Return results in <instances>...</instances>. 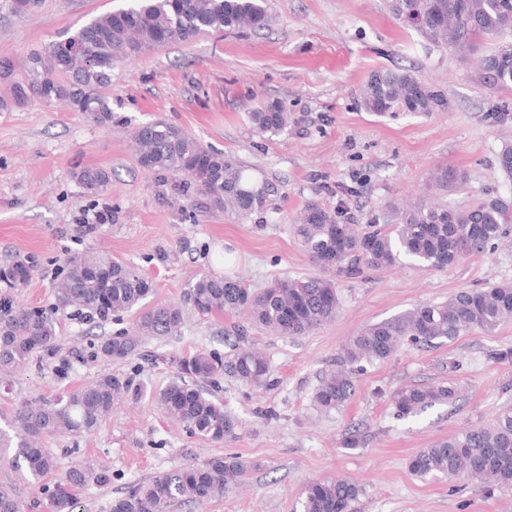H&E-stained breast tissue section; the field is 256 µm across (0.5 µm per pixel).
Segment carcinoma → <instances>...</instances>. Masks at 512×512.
<instances>
[{
	"instance_id": "obj_1",
	"label": "carcinoma",
	"mask_w": 512,
	"mask_h": 512,
	"mask_svg": "<svg viewBox=\"0 0 512 512\" xmlns=\"http://www.w3.org/2000/svg\"><path fill=\"white\" fill-rule=\"evenodd\" d=\"M392 13L411 23L434 45L448 49H475L484 41L512 32V0H390ZM265 0H127L123 7L98 15L66 32L33 53L21 78L14 66L0 59V79L10 86V98L0 107L22 105L31 98L46 103L63 100L96 123L112 122V67L133 60L147 50L169 43L188 42L206 33L240 27L253 30L269 25ZM486 83L512 92V60L500 47L480 61ZM367 111L381 117L411 113L428 117L444 106L441 93L406 69L378 70L363 89ZM257 133L275 137L288 131L289 116L279 101L265 102L248 113ZM135 155L144 169L185 175L184 193L207 197L228 213L247 218L271 204L278 188L258 180L238 160L206 146L183 129L152 121L132 132ZM87 190L110 182V173L83 167L73 173ZM466 180L465 171L441 164L430 175L433 193H444ZM294 233L313 262L348 277L370 269L395 266L404 259L432 269L451 267L468 257L482 256L512 231V199L489 196L468 208H452L437 200H423L400 209L390 207L370 224L354 227L341 221V212L317 201L308 202L294 218ZM109 270L100 279L91 270ZM33 262L17 261L0 272V281L23 285ZM152 288L148 280L106 255L77 253L68 258L64 276L46 308L24 309L11 298H0V373L22 369L39 351L56 343V315L71 312L96 327L132 310L139 313L133 327L100 339L98 354L109 360L131 356L146 338L176 335L184 310L175 303H146ZM189 300L204 317L247 311L259 324L280 336L298 337L333 320L339 307L335 285L321 276L283 278L255 292L241 277L202 274L190 286ZM512 319V284L461 289L445 302L423 303L402 317L374 324L351 337L343 350L341 368L326 372L313 400L322 410L343 406L354 392V375L362 363L389 360L406 340L423 346L453 341L463 333H492ZM230 369L243 382L268 383L270 366L258 349L236 353ZM179 376L156 400L186 430L213 443H222L234 429L224 405L210 398L196 381L217 384L224 361L201 352L178 362ZM141 396L130 377L103 374L73 392L51 401L25 403L13 414L14 435L0 433V447L15 449L14 468L25 470L37 486L56 469L43 448L47 437L99 429L123 399ZM457 389L450 383L410 385L392 396L393 414L413 417L440 404H453ZM250 466L237 455L215 456L153 476L112 501L111 512H166L175 502L202 505L231 490ZM410 471L420 477L478 478L492 486L512 488V408L500 412L492 424L423 448L409 459ZM104 474L75 466L46 490V501L34 507L46 512H74L76 492ZM361 486L348 479L314 480L302 492L301 512H353ZM0 512H21L11 488L0 486Z\"/></svg>"
}]
</instances>
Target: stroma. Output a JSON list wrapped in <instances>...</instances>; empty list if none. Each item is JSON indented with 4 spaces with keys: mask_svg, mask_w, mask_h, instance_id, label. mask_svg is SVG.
<instances>
[{
    "mask_svg": "<svg viewBox=\"0 0 512 512\" xmlns=\"http://www.w3.org/2000/svg\"><path fill=\"white\" fill-rule=\"evenodd\" d=\"M10 4L0 0V56L19 68L32 52L124 0H39L24 16ZM265 5L271 17L265 29L205 34L115 65L109 124L62 102L33 99L0 110V267L27 257L36 263L25 286L0 282V297L27 308L48 306L67 258L97 251L146 277L154 288L151 302H174L185 312L177 335L145 340L120 361L96 356L93 345L132 327L136 313L94 329L58 315L54 351L35 354L8 376V388L0 387V430L10 431L24 400H49L99 374H119L141 387L139 400L116 405L93 433L46 443L57 473L86 461L106 476L79 491L74 512H110L113 498L158 473L229 454L250 463L245 484L204 505L177 503L168 512H299L307 481L336 477L361 486L355 512H512L510 489L477 479L423 480L408 466L420 449L490 424L512 408V362L494 358L512 348V321L494 334L473 330L438 347L404 345L388 361L367 365L342 407L323 411L313 402L322 375L338 367L347 341L365 327L427 301H447L463 288L512 283V244L499 243L445 270L404 260L356 278L334 275L335 319L296 338L276 335L244 314L200 316L189 302L190 283L205 272L244 277L257 291L285 277L319 274L291 224L312 200L368 224L387 205L425 196L439 163L467 173L446 197L448 206L512 196V179L498 167L501 149L512 144V94L483 80L479 53L434 46L396 18L388 0ZM396 68L440 91L445 110L394 118L367 112L363 84L375 70ZM272 100L284 103L290 124L287 133L267 138L247 114ZM154 120L182 128L277 184L273 211L239 219L205 197L182 194L174 178L143 170L131 132ZM86 166L112 174L97 194L73 177ZM100 211L109 221L85 228L84 218ZM249 346L268 358L270 383L255 388L232 373L220 376L211 393L235 422L223 444L190 435L158 406L156 396L175 378L179 359L207 351L228 362ZM442 382L456 386L455 404L393 417L395 391ZM353 433L359 446L344 447Z\"/></svg>",
    "mask_w": 512,
    "mask_h": 512,
    "instance_id": "35a3bbf8",
    "label": "stroma"
}]
</instances>
